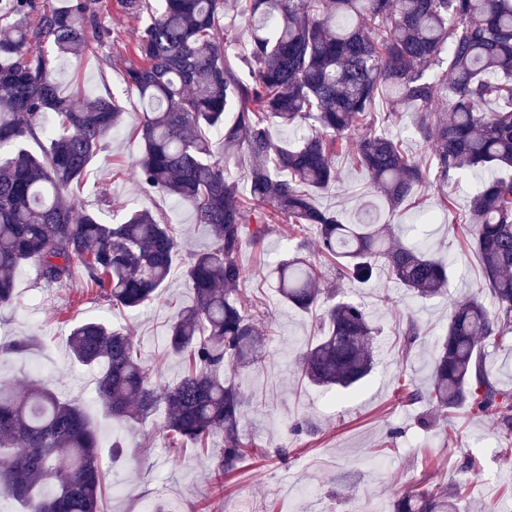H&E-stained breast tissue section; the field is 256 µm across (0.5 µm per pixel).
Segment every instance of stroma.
<instances>
[{
    "instance_id": "stroma-1",
    "label": "stroma",
    "mask_w": 512,
    "mask_h": 512,
    "mask_svg": "<svg viewBox=\"0 0 512 512\" xmlns=\"http://www.w3.org/2000/svg\"><path fill=\"white\" fill-rule=\"evenodd\" d=\"M96 10L105 32L102 45L63 58L56 79L66 95L115 98L126 124L106 138L76 193L108 217L133 210L163 215L177 225L182 250L167 289L135 313L115 311L104 291L86 289L83 270H76L67 283L49 285L33 264L21 266L14 276L17 302L0 308V340L32 336L36 342L26 356L0 362V379L20 388L29 375L39 374L60 398L84 410L100 439L111 488L107 512H141L145 502L154 500L181 512H352L358 504L366 512H391L393 499L430 482L446 491L467 484L461 512H512V438L500 436L496 418L464 406L434 416V423L424 428L419 420L433 416L431 406L402 402L400 393L407 383L428 389L436 343L448 326V307L474 294L482 279L479 257L467 248L454 222L455 215L469 207L468 175L448 183L454 202L450 212L439 206L431 183L422 189L415 208L403 206L392 213L385 202L376 201L380 214L390 215L401 240L424 242L450 262L444 297H415L383 271L366 284L322 281V289H335L337 298L363 304L378 329L374 369L353 389L339 393L301 380L298 357L320 336L323 311L289 307L275 288L272 271L280 260L299 252L315 257L314 234L302 232L291 242L274 233L260 245L243 249L239 261L250 277L241 288V299L268 312L275 334L263 366L239 370L232 381L246 400L242 432L247 441L266 449V456H245L235 471L218 480L214 468L223 448L221 437H214L204 450L191 444L172 450L160 409L142 424H113L96 398L97 369L76 363L69 353V329L97 318L124 330L158 384L175 382L185 363L169 353L166 336L179 308L191 301L183 277L188 254L209 246L210 238L189 209L126 176L141 151L132 128L143 105L126 84L138 24L121 12L117 0H98ZM336 168L335 186L319 193L316 202L355 217L365 201L376 200L375 194L348 155L337 157ZM411 315L418 321L420 338L408 348L399 331ZM298 422L303 430L296 434L292 427ZM117 438L124 448L116 458L112 442ZM471 457L480 459V473L463 470Z\"/></svg>"
}]
</instances>
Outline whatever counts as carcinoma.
Here are the masks:
<instances>
[{
	"label": "carcinoma",
	"mask_w": 512,
	"mask_h": 512,
	"mask_svg": "<svg viewBox=\"0 0 512 512\" xmlns=\"http://www.w3.org/2000/svg\"><path fill=\"white\" fill-rule=\"evenodd\" d=\"M141 23L131 47L137 62L128 85L143 103L135 134L141 156L128 175L188 207L211 243L190 254L183 277L192 301L170 325L168 349L184 357L182 378L163 390L152 382L127 333L89 319L66 337L73 358L101 368L100 405L119 424L146 421L166 406L164 429L205 448L224 438L219 479L248 453L245 401L226 373L257 365L265 337L260 315L246 309L239 262L256 245L288 227V237L311 228L321 254L336 260V278L370 281L384 262L419 298L444 293L450 266L406 245L390 221L365 206L353 224L315 201L336 181V157L354 137L355 163L389 210L396 211L435 172L436 184L471 174L479 181L462 231L477 251L481 292L456 302L437 345L431 384L404 393L440 412L467 405L496 417L512 435V391L501 388L484 358L489 344L512 340V0H117ZM34 0H5L4 14L27 15ZM241 14L249 39L236 42L219 14ZM102 38L88 0L48 7L0 39V307L14 302V273L36 265L47 284H64L81 264L85 285L108 293L112 306L135 310L153 302L172 274L180 234L149 211L110 222L64 194L81 183L101 144L124 119L110 97L81 105L60 93L53 62L80 55ZM389 111L376 112L377 99ZM448 100V111L440 109ZM401 109L413 113V134L431 151L422 165L389 129ZM273 125L299 132L276 141ZM222 134L224 152L210 133ZM45 137L37 156L23 147ZM241 152L255 164L248 195L227 172ZM281 299L301 310L320 305L318 273L304 256L275 269ZM321 336L298 358L300 377L338 389L359 385L372 371L370 341L377 329L358 302L342 300L322 317ZM35 338L0 343V358L20 357ZM94 427L75 403L38 380L23 389L0 384V498L27 512H105L107 486ZM393 512H458L431 485L399 497Z\"/></svg>",
	"instance_id": "1"
}]
</instances>
